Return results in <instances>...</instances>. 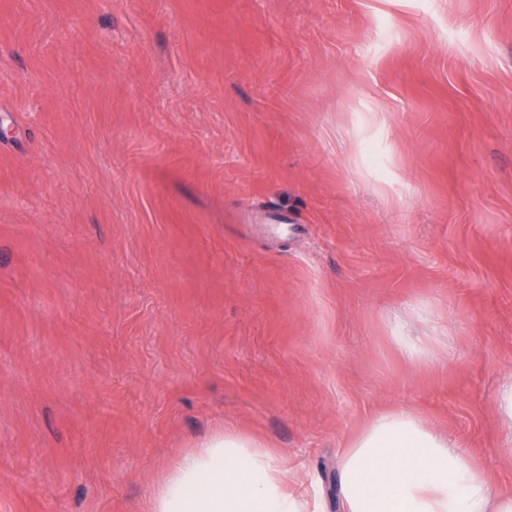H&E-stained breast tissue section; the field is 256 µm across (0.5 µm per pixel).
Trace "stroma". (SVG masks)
I'll list each match as a JSON object with an SVG mask.
<instances>
[{
  "instance_id": "stroma-1",
  "label": "stroma",
  "mask_w": 512,
  "mask_h": 512,
  "mask_svg": "<svg viewBox=\"0 0 512 512\" xmlns=\"http://www.w3.org/2000/svg\"><path fill=\"white\" fill-rule=\"evenodd\" d=\"M0 125V512L224 428L340 512L387 409L512 489V0H0ZM401 352L410 360H420L429 354V343L419 336H393ZM500 421L504 428L509 431L508 445L512 444V379L505 380L494 397Z\"/></svg>"
}]
</instances>
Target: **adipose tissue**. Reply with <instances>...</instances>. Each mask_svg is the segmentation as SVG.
Here are the masks:
<instances>
[{
    "label": "adipose tissue",
    "mask_w": 512,
    "mask_h": 512,
    "mask_svg": "<svg viewBox=\"0 0 512 512\" xmlns=\"http://www.w3.org/2000/svg\"><path fill=\"white\" fill-rule=\"evenodd\" d=\"M339 493L343 512H512V492L405 410L378 412L345 449ZM148 512H320V504L290 488L271 449L223 430L179 456Z\"/></svg>",
    "instance_id": "1"
}]
</instances>
